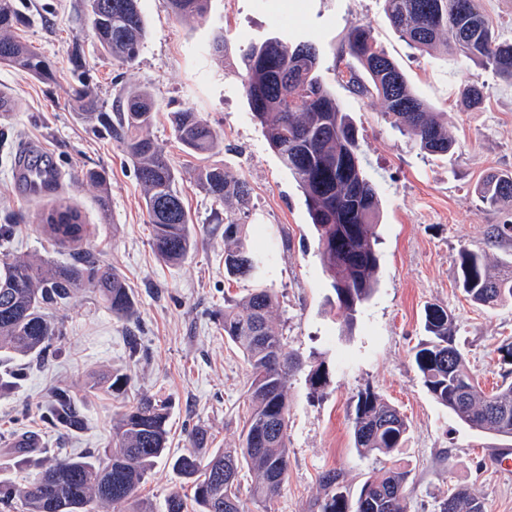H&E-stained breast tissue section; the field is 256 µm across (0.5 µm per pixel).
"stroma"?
Here are the masks:
<instances>
[{"instance_id":"obj_1","label":"stroma","mask_w":512,"mask_h":512,"mask_svg":"<svg viewBox=\"0 0 512 512\" xmlns=\"http://www.w3.org/2000/svg\"><path fill=\"white\" fill-rule=\"evenodd\" d=\"M139 5L148 34L138 60L126 66L100 52L86 0H19L28 22L15 34L40 48L56 78L43 82L0 65V90L16 102L0 114V225L11 226L18 252L65 261L71 247L49 241L40 218L62 201L77 209L90 228L86 247L123 274L138 316L130 323L113 318L89 288L58 309L65 335L56 356L44 367L21 362L15 388L0 395V479L18 484L24 478L7 450L13 431L36 434L48 459L93 451L110 445L122 400L157 396L170 406L169 458L149 473L139 498L162 512L167 495L177 491L187 500L185 512H196L189 480L169 460L192 451L191 434L198 428L207 433L209 450L238 445L248 407L247 367L225 339L221 316L225 296H243L259 283L277 295L272 321L287 351L304 360L316 356L329 367V382L316 394L306 371L288 380V475L271 512H314L323 495L320 477L328 470L342 471L355 491L368 472L385 465V456H360L354 445L351 413L367 389L409 424L394 458L410 472L408 512H438L458 486L477 489L486 512H512V476L490 465L499 449H512V438L471 429L438 404L413 359L426 336L425 312L437 305L452 315L466 361L484 388L512 370V357L502 350L512 343V302L481 308L456 286L460 248L484 252L492 261L512 256V241L492 236L506 213L487 208L473 193L486 174L512 173V84L474 63L455 66L443 52L409 47L390 26L382 0H211L206 18L190 20L177 19L168 0ZM357 25L370 26L416 94L447 119L456 142L452 157L420 153L410 136L387 123L381 98L350 92L340 76L347 63L342 49ZM219 31L228 45L221 57L209 50ZM272 35L319 48V73L358 132L363 166L381 199L378 287L349 333L328 302L331 290L303 194L243 94L241 52ZM78 55L102 111H111L117 96L131 88L153 95L152 132L178 172L196 240L181 265L157 260L132 163L71 101ZM472 83L484 88L475 109L460 100L461 88ZM184 109L199 112L215 128L216 153L191 155L177 142L171 115ZM28 145L61 172L55 191L29 197L15 184L12 162ZM212 164L251 187L247 222L267 259L261 282L224 277L226 207L196 183L199 169ZM91 168L108 174V205L82 179ZM116 370L131 376L125 399L87 392L90 376ZM57 385L76 396L83 432L46 425L49 392Z\"/></svg>"}]
</instances>
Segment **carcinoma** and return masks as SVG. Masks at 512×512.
<instances>
[{"label": "carcinoma", "instance_id": "1", "mask_svg": "<svg viewBox=\"0 0 512 512\" xmlns=\"http://www.w3.org/2000/svg\"><path fill=\"white\" fill-rule=\"evenodd\" d=\"M385 15L399 36L420 51L441 48L456 62L473 61L495 77L512 83V40L503 38L480 9L479 0H382ZM179 19L204 16L209 0H168ZM90 22L97 40L112 59L131 65L146 38L139 0H88ZM23 23L17 0H0V64L41 81L54 79L47 58L20 40L14 30ZM317 51L306 41L295 45L272 36L249 45L241 54L245 97L252 118L265 130L270 147L296 180L318 234L323 272L334 293L343 327L351 331L362 306L377 287L379 257L377 226L381 203L366 177L360 145L350 118L324 83L312 58H299L301 48ZM346 53L364 70L368 82L351 71L347 84L361 96L376 94L386 102L390 123L408 134L418 149L434 156L454 153L446 122L430 111L410 87L398 65L363 25L347 34ZM81 115L98 123L131 161L144 188V205L152 227V248L166 265L181 264L195 247L190 218L176 187L175 169L154 139V100L138 87L119 95L112 112L99 111L92 88L82 80L72 85ZM461 97L476 108L484 99L480 85L465 86ZM177 140L203 155L219 146L217 132L192 110L173 113ZM98 188L100 206L108 207V176L104 170L83 174ZM198 185L213 199H233L237 210L224 216V276L257 279L265 261L249 244L247 215L251 188L220 165L197 173ZM490 209L512 206V175L491 173L475 187ZM49 240L79 244L87 237L78 211L68 207L42 219ZM459 278L467 300L494 307L512 301V258L490 269L485 256L466 247L458 252ZM95 290L112 317L131 321L138 303L118 269L90 250L76 248L71 261H33L10 250V233L0 227V353L12 359L49 362L64 336L55 311L79 291ZM276 294L256 288L242 298H224V337L242 353L249 373V416L235 448H221L207 459L189 453L172 461V469L191 480L197 512H243L239 497L241 473L256 480L253 504L270 512L288 472V390L292 373L309 367L313 390L327 385L325 362L306 364L286 351L271 323ZM428 339L414 354L424 387L439 404L473 429L512 437V375L506 373L491 392L485 391L456 344L457 327L447 311L433 307L425 317ZM130 375L112 372L93 378L90 392L106 390L116 398L127 391ZM169 405L151 397L119 413L112 424V446L83 455L40 457L37 436L13 437L16 464L33 471L16 486L0 481V512H108L114 505L134 504L135 512H153L139 503L138 492L167 450ZM47 419L55 427L78 433L85 427L67 386L50 395ZM351 424L360 454L391 456L403 447L408 432L404 416L379 394L368 389L357 396ZM410 471L396 465L369 475L361 484L355 505L342 472L321 477L324 497L318 512H407ZM439 512H486L481 494L459 487L439 505Z\"/></svg>", "mask_w": 512, "mask_h": 512}]
</instances>
